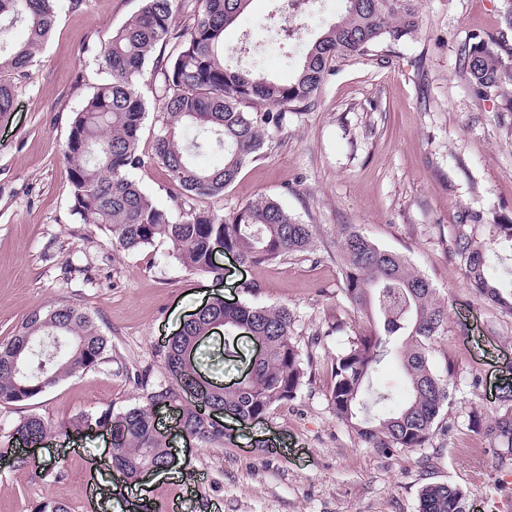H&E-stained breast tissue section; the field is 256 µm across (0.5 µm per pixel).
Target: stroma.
I'll return each instance as SVG.
<instances>
[{"label": "stroma", "instance_id": "1", "mask_svg": "<svg viewBox=\"0 0 512 512\" xmlns=\"http://www.w3.org/2000/svg\"><path fill=\"white\" fill-rule=\"evenodd\" d=\"M143 5L83 0L61 10L11 112L0 117V341L35 307L67 302L86 308L112 343L104 362L38 400L0 405V512H35L49 501L68 512H167L173 499L178 512H418L430 482L463 489L469 512H512V451L470 420L475 409L498 411L512 387V315L468 287L450 252L461 212L485 224L512 220V112L502 111L500 99L478 96L457 65L460 48L477 35L512 48L504 0H421L416 38L387 40L372 56L333 64L314 103L267 131L263 149L223 198L199 201L229 216L266 196L306 224L355 225L406 254L431 281L448 311V332L432 355L437 371H454L448 402L425 447L391 455L365 447L328 400L331 364L359 331L334 262L308 255L251 266L221 253L219 282L185 270L165 240L114 251L103 231L73 214L61 148L76 112L105 78L98 47ZM274 7V0H251L225 41L285 79L345 0H314L305 30L285 43L269 19ZM156 86L150 72L137 84L151 109L134 177L177 219L169 176L152 161L164 123L154 107ZM217 294L288 305L308 381L263 422L228 420L224 439L175 438L183 480L152 482L140 496L114 492L104 465L109 435L79 433L70 422L140 403L138 375L164 379L162 346ZM31 413L51 432L41 447L14 451V428ZM259 438L271 450L253 448Z\"/></svg>", "mask_w": 512, "mask_h": 512}]
</instances>
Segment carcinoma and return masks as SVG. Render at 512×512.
Masks as SVG:
<instances>
[{
    "mask_svg": "<svg viewBox=\"0 0 512 512\" xmlns=\"http://www.w3.org/2000/svg\"><path fill=\"white\" fill-rule=\"evenodd\" d=\"M144 2L101 44L97 58L106 78L75 113L63 147L72 211L84 223L104 229L117 251H141L164 239L182 266L216 279L224 276L213 261L219 245L252 266L325 251L340 267L346 299L361 324L331 365L329 396L336 417L382 453L425 447L448 402L453 377L452 367L442 375L431 362L435 344L447 332L448 311L437 302L429 279L406 256L380 246L354 225H337L327 240L321 225L302 223L269 197L243 204L228 218L193 204L198 197L224 196L263 148L266 127H279L287 112L308 106L333 62L366 56L385 39L414 38L421 24L419 0H346L345 13L309 44L285 82L228 56L225 31L250 0H198L197 17L187 25L178 21L179 0ZM60 8L61 0H0V114L10 111L15 81L48 41ZM18 26L27 31L22 42L12 37ZM149 65L161 76L157 101L166 116L155 136L153 161L166 169L176 190L182 208L178 220L133 178L143 163L139 143L149 112L137 81ZM459 68L478 95L500 98L504 111L512 112V50L503 54L476 36L461 50ZM205 151L222 153V166L197 165L196 155ZM498 241L512 244V224H491L483 234L476 217L464 212L454 225L451 253L470 287L512 314V267L493 255L492 244ZM293 323L284 304H227L214 297L163 346L168 379L156 384L142 379V404L96 417L82 414L71 427L111 426L112 470L123 485L145 469L163 470L171 452L156 422L159 409H172L190 437L219 440L223 425L206 419L199 402L222 407L241 421H260L296 397L307 372L291 337ZM216 326L224 327L227 337L248 327L265 351L244 382L213 390L196 375L199 340ZM108 348V337L83 307L57 303L34 308L0 343V405L42 397L61 380L97 366ZM392 353L401 363L410 397L379 415L371 412L365 395L376 368ZM470 419L489 439L512 447V404L491 417L474 410ZM49 432L41 416L30 414L12 437L36 447ZM419 512H465V494L448 483L427 484L420 491Z\"/></svg>",
    "mask_w": 512,
    "mask_h": 512,
    "instance_id": "carcinoma-1",
    "label": "carcinoma"
}]
</instances>
